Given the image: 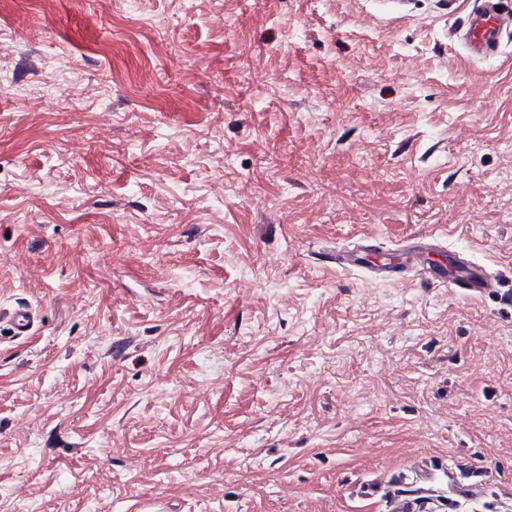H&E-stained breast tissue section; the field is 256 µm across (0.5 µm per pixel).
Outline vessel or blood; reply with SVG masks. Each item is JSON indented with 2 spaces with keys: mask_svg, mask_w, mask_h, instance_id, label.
Returning a JSON list of instances; mask_svg holds the SVG:
<instances>
[{
  "mask_svg": "<svg viewBox=\"0 0 512 512\" xmlns=\"http://www.w3.org/2000/svg\"><path fill=\"white\" fill-rule=\"evenodd\" d=\"M441 9L455 13L465 9L463 25L454 36L467 56L482 62L498 58L502 53L503 32L512 26V6L506 0H473L471 7H463L462 0H438ZM437 238L424 233L402 243L398 250L382 249L368 239L337 250L331 260L345 269L367 270L384 280H393L406 272H413L425 283L453 289L459 296L477 299L495 292L498 282L486 266L479 263L463 264L458 250L438 248ZM37 318L35 310L20 304L0 313V323H7L13 335H28ZM454 484H466L469 476L459 468H443L424 479L416 495L397 494L389 501L390 512H417L419 507L434 503L431 488L436 479Z\"/></svg>",
  "mask_w": 512,
  "mask_h": 512,
  "instance_id": "1",
  "label": "vessel or blood"
}]
</instances>
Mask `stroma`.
I'll use <instances>...</instances> for the list:
<instances>
[{"instance_id": "35a3bbf8", "label": "stroma", "mask_w": 512, "mask_h": 512, "mask_svg": "<svg viewBox=\"0 0 512 512\" xmlns=\"http://www.w3.org/2000/svg\"><path fill=\"white\" fill-rule=\"evenodd\" d=\"M415 0H0V512H512V303L328 253L451 238L512 289V31ZM69 69H62V61ZM507 0H474L466 11L463 25L453 35L467 56L489 61L502 54L503 32L509 28L512 7ZM37 319L35 310L27 304H18L7 313H0V323L7 322L14 336H26L31 332ZM419 473L429 474L424 478L425 485L421 486L416 494L405 496L397 494L391 497L389 501V511L417 512V507L419 506H423L424 509H427V506L429 504H433L436 500L431 488V484L434 483L438 478H443L446 482H448V485L457 483L466 487L476 486L473 484H466V482L469 481L468 479L472 476L468 475L466 472L461 471L458 467L448 469L443 468L434 473H431L430 469L425 468ZM414 496L416 498H413Z\"/></svg>"}]
</instances>
